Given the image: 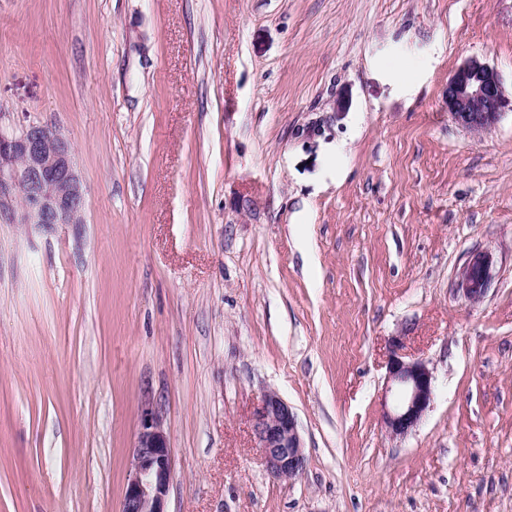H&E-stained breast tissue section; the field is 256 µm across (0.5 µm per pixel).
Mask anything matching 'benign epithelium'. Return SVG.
Masks as SVG:
<instances>
[{
  "label": "benign epithelium",
  "mask_w": 512,
  "mask_h": 512,
  "mask_svg": "<svg viewBox=\"0 0 512 512\" xmlns=\"http://www.w3.org/2000/svg\"><path fill=\"white\" fill-rule=\"evenodd\" d=\"M446 107L461 128L480 133L499 121L504 92L498 71L477 57L465 59L448 80ZM0 113V218L12 224H35L52 230L85 223L86 199L74 160L72 142L59 129L33 118L20 129L5 125ZM492 258L482 250L467 256L456 291L470 302L481 300L492 279ZM402 337L388 351V389L395 403L383 412L393 438L414 429L433 401V373L422 361H407ZM252 430L269 474L292 480L306 467V455L292 408L276 392L265 391L254 408ZM172 451L164 417L151 402L140 407L131 475L121 512H168Z\"/></svg>",
  "instance_id": "7a95c632"
}]
</instances>
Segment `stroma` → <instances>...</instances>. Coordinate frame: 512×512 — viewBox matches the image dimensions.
I'll return each instance as SVG.
<instances>
[{
	"label": "stroma",
	"mask_w": 512,
	"mask_h": 512,
	"mask_svg": "<svg viewBox=\"0 0 512 512\" xmlns=\"http://www.w3.org/2000/svg\"><path fill=\"white\" fill-rule=\"evenodd\" d=\"M472 56L480 136L445 107ZM1 112L71 139L86 222L0 219V512H120L146 401L168 512H512V0H0ZM396 336L434 396L393 440ZM504 102L498 71L477 57L465 59L448 80V114L469 132L480 133L495 126ZM492 258L482 250H473L459 271L456 291L470 302L480 301L492 279ZM252 430L269 474L292 480L306 467V455L292 408L275 391H265L254 408Z\"/></svg>",
	"instance_id": "1"
}]
</instances>
